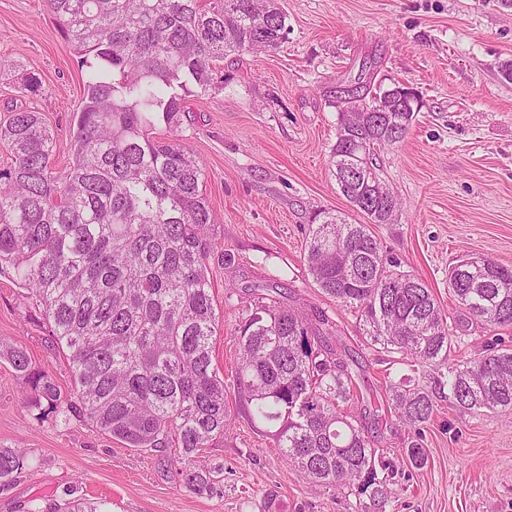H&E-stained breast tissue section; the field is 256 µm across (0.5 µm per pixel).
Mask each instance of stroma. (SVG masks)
<instances>
[{"label": "stroma", "mask_w": 512, "mask_h": 512, "mask_svg": "<svg viewBox=\"0 0 512 512\" xmlns=\"http://www.w3.org/2000/svg\"><path fill=\"white\" fill-rule=\"evenodd\" d=\"M288 33L276 49L239 52L218 65L219 91L191 97L181 136L205 167L215 215L212 296L224 320L213 362L224 378L228 422L203 458L224 487L196 494L161 452L130 448L86 422L41 417L33 393L0 362V448H23L24 469L0 485V512H53L69 498L107 501L112 512H512V411L460 408L435 393L434 413L412 428L396 420L389 387L428 386L432 369L371 345L353 309L312 283L305 231L318 211L354 224L331 174L337 111L328 99L363 82L409 86L422 108L405 137L374 160L398 199L391 223L367 224L385 257L423 279L454 330L456 358L491 343L512 348V326L476 322L448 294V267L462 257L512 267V0H280ZM38 96L18 93L24 73ZM84 71L45 0H0V118L25 103L56 133L53 166L72 160L74 115ZM232 267H225V258ZM302 313L319 340L347 357L350 410L364 412L377 457L426 450L382 496H360L306 479L290 465L238 397L237 331L256 290ZM0 271V342L25 348L61 389L67 360L49 349V326Z\"/></svg>", "instance_id": "1"}]
</instances>
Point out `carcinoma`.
Returning a JSON list of instances; mask_svg holds the SVG:
<instances>
[{
    "label": "carcinoma",
    "mask_w": 512,
    "mask_h": 512,
    "mask_svg": "<svg viewBox=\"0 0 512 512\" xmlns=\"http://www.w3.org/2000/svg\"><path fill=\"white\" fill-rule=\"evenodd\" d=\"M86 67L71 140L72 164L53 168L55 136L41 114L21 106L0 122L11 161L0 167V266H10L50 324L51 350L66 357L62 392L33 366L26 349L1 345L0 359L21 374L37 403L77 417L130 448L174 449L168 467L197 494L219 488L222 469L201 451L224 435V378L213 365L220 324L207 265L214 214L202 191L204 167L180 139L151 135L157 122L179 132L185 96L216 88L217 63L231 53L278 47L286 16L278 0H47ZM27 74L21 94H39ZM362 112L336 105L331 149L340 193L374 224H388L396 196L382 197L375 147L391 146L416 113ZM351 165L373 180L348 182ZM313 283L355 309L373 344L406 362L433 367L465 410L512 411V349L485 345L450 358L452 328L431 289L384 258L364 224L331 212L309 227ZM448 292L476 320L512 325V268L489 259L458 263ZM237 387L288 462L319 485L376 497L374 441L362 413L345 414L352 375L343 355L312 344L306 319L272 300L240 327ZM398 420H430L433 393L403 381L389 388ZM26 451L0 448V482L22 470ZM57 512H111L72 500Z\"/></svg>",
    "instance_id": "carcinoma-1"
}]
</instances>
